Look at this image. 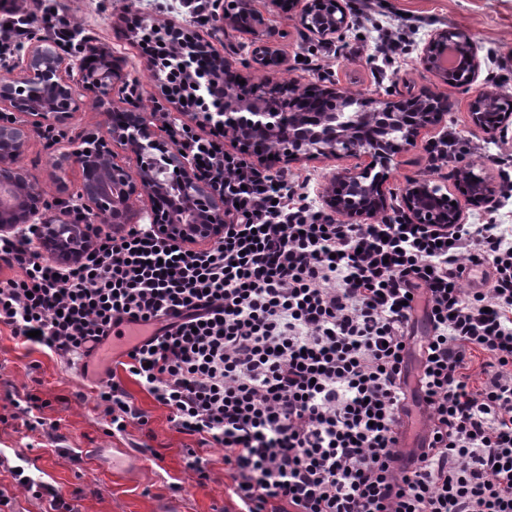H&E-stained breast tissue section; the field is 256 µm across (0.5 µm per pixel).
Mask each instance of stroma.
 Returning <instances> with one entry per match:
<instances>
[{
	"mask_svg": "<svg viewBox=\"0 0 512 512\" xmlns=\"http://www.w3.org/2000/svg\"><path fill=\"white\" fill-rule=\"evenodd\" d=\"M60 15L78 25L83 38L107 48L113 62L126 78L124 91L113 92V110L138 107L152 112L162 96L149 71L147 56L138 38L129 36L131 17L146 24L168 19L208 33L230 69L248 74L255 34L222 25L212 12L193 18L186 0H49ZM252 7L265 26L282 31L278 47L286 59L283 70L273 72L276 80L298 87L313 83L336 84L359 98L388 95L408 96L430 92L448 100L447 126L468 142V150L441 170H428L424 147L438 136L439 128L422 130L413 147L395 155L386 170V207L404 209L405 188L410 180L425 179L457 201L467 224L492 222L512 230V195L508 194L496 154H512V129L505 136H490L476 129L469 103L475 89L512 98V0H386L374 25L350 24L331 42L326 53L314 58L318 36L303 27L295 14L282 12L270 0H252ZM403 13L411 30L408 53L394 62L364 53L377 29L388 26L391 16ZM468 30L479 45L480 75L475 89L445 83L420 62V49L428 36L439 29ZM104 121L92 100H85L69 123L54 128L53 138L32 135L19 164L30 181L43 187L49 200L78 205L82 173L77 164L65 161L73 140L98 131ZM370 156H314L273 166V173L285 172L304 185L311 203L325 209L326 189L333 175L362 170ZM473 168L496 188L490 204L469 202L459 189V173ZM107 365L90 359L87 366H69L55 356L21 346L9 331L0 332V483L11 486L13 512H41L42 505L24 488L14 485L10 473L20 460L34 462L39 477L64 497L79 494V512H163L176 502L180 512H233L235 505L225 487L224 451L203 448L199 454L208 461L207 480H199L186 465L189 436L176 432L165 409L142 391L129 377L121 383L135 404L149 417L145 427L130 426L127 436L110 435L101 410L96 409L91 384L102 377ZM31 391L51 402L43 412L46 424L31 431L23 426L19 410L8 398L12 392ZM131 446L138 453L135 467L118 472L102 467L90 454L94 448Z\"/></svg>",
	"mask_w": 512,
	"mask_h": 512,
	"instance_id": "35a3bbf8",
	"label": "stroma"
}]
</instances>
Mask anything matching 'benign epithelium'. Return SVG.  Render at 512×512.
Instances as JSON below:
<instances>
[{
	"label": "benign epithelium",
	"mask_w": 512,
	"mask_h": 512,
	"mask_svg": "<svg viewBox=\"0 0 512 512\" xmlns=\"http://www.w3.org/2000/svg\"><path fill=\"white\" fill-rule=\"evenodd\" d=\"M299 22L324 40H332L350 26L340 0H307L298 15ZM219 19L232 27L254 29L259 22L249 0H239L238 9L221 12ZM180 36V43L166 62L169 71L181 75L170 83L161 73L155 81L173 111L183 114L181 100L198 98L213 92L222 84L227 70L224 58L204 36L169 23L157 24V36L167 39ZM275 31L259 38L252 60L261 68L279 69L285 58L274 44ZM25 61L0 77V236L14 235L27 225L37 229L38 245L58 262L75 264L89 252L97 239L100 226L84 220L91 211L112 225L123 229L130 223L131 201L141 193L151 202L153 228L163 237H172L190 247H202L224 237V197L212 183L198 177L184 157L155 136L144 112H107L104 130L89 133L69 155L80 164L83 184L80 207L54 210L45 198L44 189L31 182L18 159L34 132L45 126L63 124L79 110V90L95 95L98 100L110 96L112 86L122 74L112 64L99 69L81 68L79 78L71 76V67L43 39L32 36ZM463 54L467 75L465 84H473L479 74L478 45L468 31L461 28L440 29L430 34L420 54L423 66L448 81V69L439 66L438 57L448 46ZM308 94L328 101L332 110L306 112L297 108V89L292 85L259 82L236 95L224 88V99L217 108L205 114L203 121L213 128L232 134L240 150L259 157L265 152L254 145L260 139L276 140L278 154L285 160L303 156L366 154L385 164L390 157L416 142L421 130L441 124L448 112V99L433 94L416 95L403 100L377 98L358 99L333 87L313 88ZM498 96L479 93L470 103L471 120L482 131L502 133L512 119L511 112H501L497 122L485 123L481 109ZM415 111L413 127L398 142L376 146L353 137V122L376 118L383 127L401 121L403 109ZM25 116L17 119L16 114ZM127 147L137 157L134 172L114 162L112 142ZM462 176L476 179L472 187L476 197L493 202L495 187L471 169ZM342 186L352 195L336 194V179H331L327 205L351 216L371 217L384 207L383 182L365 167L342 177ZM404 200L410 217L417 224H460L459 208L445 206L444 194L427 180L409 181Z\"/></svg>",
	"instance_id": "7a95c632"
}]
</instances>
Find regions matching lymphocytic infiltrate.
Returning a JSON list of instances; mask_svg holds the SVG:
<instances>
[{
	"label": "lymphocytic infiltrate",
	"instance_id": "obj_1",
	"mask_svg": "<svg viewBox=\"0 0 512 512\" xmlns=\"http://www.w3.org/2000/svg\"><path fill=\"white\" fill-rule=\"evenodd\" d=\"M170 137L223 193V239L191 250L142 224L62 265L32 231L0 237V325L68 364L115 328L141 330L121 368L194 437L199 479V448L223 449L237 512H512V235L405 215L346 223L219 141L187 126ZM476 266L490 269L479 288ZM92 391L113 433L147 425L120 381ZM413 401L427 433L406 453Z\"/></svg>",
	"mask_w": 512,
	"mask_h": 512
}]
</instances>
